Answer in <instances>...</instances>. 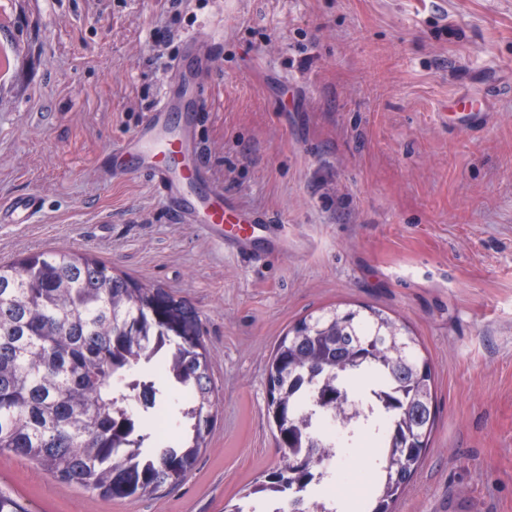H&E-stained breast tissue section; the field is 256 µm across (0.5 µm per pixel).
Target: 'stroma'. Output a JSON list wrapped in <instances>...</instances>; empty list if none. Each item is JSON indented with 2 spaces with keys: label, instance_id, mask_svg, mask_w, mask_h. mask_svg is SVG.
I'll list each match as a JSON object with an SVG mask.
<instances>
[{
  "label": "stroma",
  "instance_id": "stroma-1",
  "mask_svg": "<svg viewBox=\"0 0 512 512\" xmlns=\"http://www.w3.org/2000/svg\"><path fill=\"white\" fill-rule=\"evenodd\" d=\"M201 160L225 197L285 226L243 257L112 174L184 37ZM479 99L485 129L450 123ZM0 259L70 249L176 306L210 354L219 415L187 478L134 501L0 455L28 512H224L276 467L264 371L298 320L371 305L434 373L431 445L396 512H512V0H0ZM45 198L37 192L14 196L0 203V224H30L33 217L45 210Z\"/></svg>",
  "mask_w": 512,
  "mask_h": 512
}]
</instances>
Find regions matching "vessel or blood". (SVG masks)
Instances as JSON below:
<instances>
[{"label":"vessel or blood","instance_id":"obj_1","mask_svg":"<svg viewBox=\"0 0 512 512\" xmlns=\"http://www.w3.org/2000/svg\"><path fill=\"white\" fill-rule=\"evenodd\" d=\"M202 109L199 95L162 93L137 131L113 143V175L132 170L149 175L176 222L197 225L220 247L248 255L261 236L271 248H281L280 225L258 224L251 212L226 199L198 159L195 125ZM45 207L40 193L14 196L0 203V224L30 223Z\"/></svg>","mask_w":512,"mask_h":512}]
</instances>
